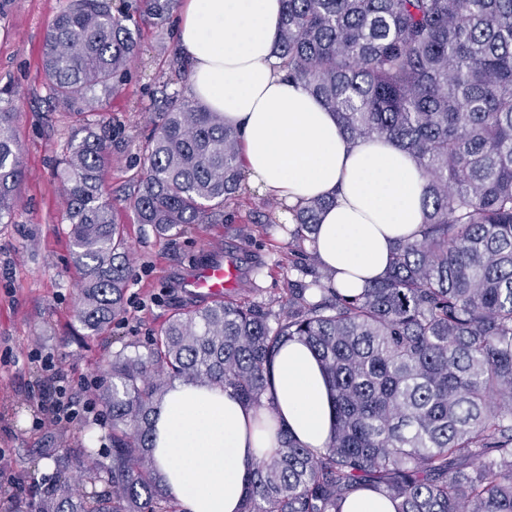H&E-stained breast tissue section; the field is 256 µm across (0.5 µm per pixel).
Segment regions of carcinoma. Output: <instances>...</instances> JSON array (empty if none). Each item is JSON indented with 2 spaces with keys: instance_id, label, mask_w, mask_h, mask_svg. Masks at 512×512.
Instances as JSON below:
<instances>
[{
  "instance_id": "1",
  "label": "carcinoma",
  "mask_w": 512,
  "mask_h": 512,
  "mask_svg": "<svg viewBox=\"0 0 512 512\" xmlns=\"http://www.w3.org/2000/svg\"><path fill=\"white\" fill-rule=\"evenodd\" d=\"M280 68L336 113L352 142L385 139L425 179L421 238L400 242L388 274L355 294L320 272L313 198L291 239L308 242L303 278L281 309L216 302L173 315L146 356L117 352L101 402L109 464L68 460L38 512H183L153 457L157 409L177 380L220 386L265 406L266 372L288 341L308 345L333 399L319 452L278 427L276 455L251 473L239 512H341L374 489L395 512H512V0H283ZM176 0H68L44 39L53 98L83 121L61 160L65 221L80 275L74 318L94 336L124 312L126 228L104 174L109 132L87 116L127 81L139 55L133 14L163 22ZM162 89L137 223L163 237L224 220L244 178L241 136L180 90L182 59ZM12 92L0 91V223L22 175Z\"/></svg>"
}]
</instances>
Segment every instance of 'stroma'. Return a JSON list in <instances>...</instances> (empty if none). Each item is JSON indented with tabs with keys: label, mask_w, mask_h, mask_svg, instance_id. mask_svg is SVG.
<instances>
[{
	"label": "stroma",
	"mask_w": 512,
	"mask_h": 512,
	"mask_svg": "<svg viewBox=\"0 0 512 512\" xmlns=\"http://www.w3.org/2000/svg\"><path fill=\"white\" fill-rule=\"evenodd\" d=\"M65 3L0 0V88L14 91L23 171L13 218L0 224V449L12 461L10 471L0 473V502L16 505L55 482L67 453L91 448L104 454L111 446L109 422L102 416L44 426L38 402L51 382L45 360H53L76 392L83 380L102 381L114 353L147 354L174 313L195 308L182 282L216 254L241 264L238 288L227 296L233 303L277 308L289 281L299 277L298 248L284 224L274 220L277 202L250 189H241L238 206L227 209L219 224H193L162 238L150 225L137 223L128 196L144 170L138 145L149 132L151 110L177 51L176 18L159 25L143 19L139 60L98 115L112 134L105 187L131 247L125 313L98 336L80 337L74 319L78 275L59 177L77 119L55 103L42 65L46 29Z\"/></svg>",
	"instance_id": "obj_1"
}]
</instances>
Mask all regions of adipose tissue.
Returning a JSON list of instances; mask_svg holds the SVG:
<instances>
[{"mask_svg": "<svg viewBox=\"0 0 512 512\" xmlns=\"http://www.w3.org/2000/svg\"><path fill=\"white\" fill-rule=\"evenodd\" d=\"M282 0H181L179 52L191 90L242 135L248 188L287 207L330 199L316 251L334 286L381 280L398 242L416 239L426 179L414 159L382 139L349 142L336 115L278 66ZM274 405L244 406L223 388L175 382L156 417L153 450L168 494L183 512H238L259 460L278 443L258 421L326 448L334 420L329 387L311 349L291 341L270 363Z\"/></svg>", "mask_w": 512, "mask_h": 512, "instance_id": "1", "label": "adipose tissue"}]
</instances>
